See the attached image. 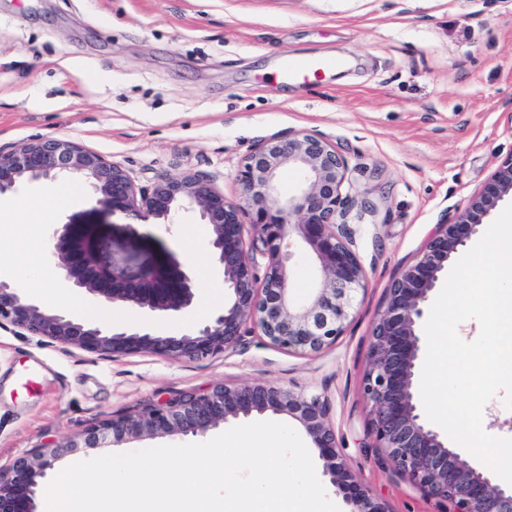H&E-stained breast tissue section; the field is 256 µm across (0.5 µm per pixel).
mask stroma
Returning a JSON list of instances; mask_svg holds the SVG:
<instances>
[{"mask_svg": "<svg viewBox=\"0 0 512 512\" xmlns=\"http://www.w3.org/2000/svg\"><path fill=\"white\" fill-rule=\"evenodd\" d=\"M285 57H322L317 80L277 75ZM78 62L77 70L65 60ZM322 137L346 158L348 221L368 280L336 343L299 355L247 335L204 359L109 356L0 327V465L81 439L108 416L185 391L262 379L327 394L351 472L321 476L341 512L369 495L389 512H440L367 457L360 383L386 289L446 214L464 209L512 155V0H0V147L68 138L120 164L138 186L195 175L239 199L246 158L275 136ZM45 198L41 182L0 212L11 246L28 224L94 225L142 262L168 252L192 265L195 301L148 316L156 335L186 332L224 305L197 213L174 226L106 215L80 180Z\"/></svg>", "mask_w": 512, "mask_h": 512, "instance_id": "stroma-1", "label": "stroma"}]
</instances>
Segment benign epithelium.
Here are the masks:
<instances>
[{
	"mask_svg": "<svg viewBox=\"0 0 512 512\" xmlns=\"http://www.w3.org/2000/svg\"><path fill=\"white\" fill-rule=\"evenodd\" d=\"M301 174L295 194L279 188L280 171ZM346 158L322 138L290 134L271 138L252 153L241 174L238 200L224 197L203 177L162 179L144 193L130 173L98 153L67 139L30 142L0 150V199L26 182L80 178L106 213L165 224L199 207L209 229L213 262L222 271L224 306L179 336L155 335L145 323L108 328L52 311L14 280L0 276V326L11 325L53 341L93 352L123 355L151 351L171 358L203 359L233 348L257 329L269 343L289 352L316 353L341 336L366 290V272L352 249L354 231L345 221L351 201L342 192ZM512 199V156L502 161L469 204L438 224L421 256L386 290V307L376 320L368 369L361 389L371 403L372 443L365 455L389 464L395 474L426 496L446 505L444 512H512V486L504 487L448 445L446 433L426 417L416 378L422 366L420 334L432 293L447 273L451 255L481 234L484 219ZM255 213L245 238L242 215ZM300 237L318 263L322 284L296 300L289 264L291 239ZM46 255L70 287L135 312L176 317L192 306L198 288L193 269L162 255L151 266L132 254L117 256L86 224H51ZM265 259L258 274L259 259ZM271 413L297 421L321 451L323 472L333 485L350 476L349 462L337 451L325 394L285 389L266 380L221 384L205 393L181 392L161 404L102 420L86 433V448L173 435L198 436L222 424L242 423ZM61 458V449L40 447L0 466V512H35L39 480Z\"/></svg>",
	"mask_w": 512,
	"mask_h": 512,
	"instance_id": "obj_1",
	"label": "benign epithelium"
}]
</instances>
